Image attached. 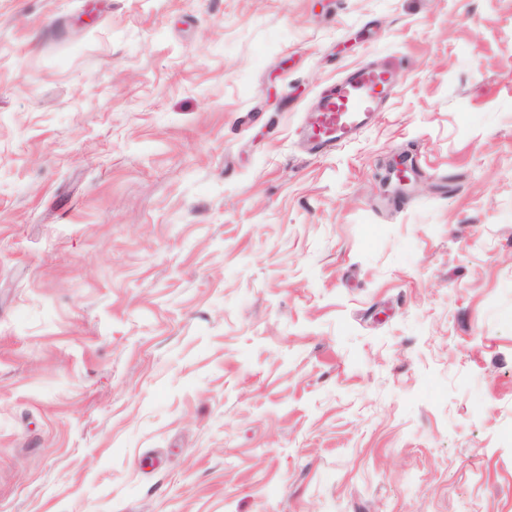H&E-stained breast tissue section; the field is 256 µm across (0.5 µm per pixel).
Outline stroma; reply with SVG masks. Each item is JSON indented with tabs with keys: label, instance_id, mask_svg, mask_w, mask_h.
I'll return each instance as SVG.
<instances>
[{
	"label": "stroma",
	"instance_id": "1",
	"mask_svg": "<svg viewBox=\"0 0 512 512\" xmlns=\"http://www.w3.org/2000/svg\"><path fill=\"white\" fill-rule=\"evenodd\" d=\"M0 512H512V0H0ZM395 71L391 65L360 64L348 69L307 113L302 135L314 153L331 151L352 140L391 97Z\"/></svg>",
	"mask_w": 512,
	"mask_h": 512
}]
</instances>
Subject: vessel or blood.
<instances>
[{
    "instance_id": "obj_1",
    "label": "vessel or blood",
    "mask_w": 512,
    "mask_h": 512,
    "mask_svg": "<svg viewBox=\"0 0 512 512\" xmlns=\"http://www.w3.org/2000/svg\"><path fill=\"white\" fill-rule=\"evenodd\" d=\"M395 71L391 66L361 64L348 69L321 95L308 113L302 135L310 151L323 153L352 140L391 97Z\"/></svg>"
}]
</instances>
